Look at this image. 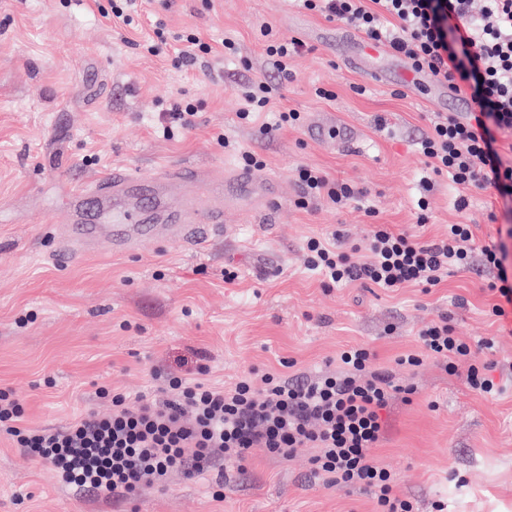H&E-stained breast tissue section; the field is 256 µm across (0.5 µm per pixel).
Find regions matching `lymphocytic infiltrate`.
<instances>
[{"label": "lymphocytic infiltrate", "instance_id": "f902f5d3", "mask_svg": "<svg viewBox=\"0 0 512 512\" xmlns=\"http://www.w3.org/2000/svg\"><path fill=\"white\" fill-rule=\"evenodd\" d=\"M298 2L356 26L365 40L387 46L415 72L451 90L469 86L470 112L431 119L421 142L425 165L460 189L491 186L512 199V161L503 155V140L512 137V0H483L478 10L474 0ZM432 178L425 188H432ZM297 179L304 208L321 197L342 208L359 196L321 170L299 169ZM306 248L308 266L326 283L368 282L391 291L437 287L451 271L478 261L496 273L490 289L500 301L493 314L504 318L512 312L505 248L481 243L467 224L449 225L441 239L372 225L366 259L322 237L310 238ZM418 342L419 352L399 356L398 365L416 368L428 359L449 374L463 365L473 390L491 398L500 394L489 366L473 364L471 345L454 336L447 318L421 329ZM372 359L369 348L353 347L341 353L336 371L309 378L253 371L228 389L159 371L154 397L133 405L124 394L98 390V397H110L111 413L86 412L63 431L27 429L18 401L0 391V436L35 455L66 484L125 500L164 486L176 470L193 476L218 464L240 467L254 448L278 460L311 448L314 473L342 488L369 490L379 512H413L410 501L394 495L392 473L369 450L384 431L381 410L393 399L409 400L414 388L374 367Z\"/></svg>", "mask_w": 512, "mask_h": 512}]
</instances>
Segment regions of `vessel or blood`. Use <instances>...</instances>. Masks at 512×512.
Returning a JSON list of instances; mask_svg holds the SVG:
<instances>
[{
    "mask_svg": "<svg viewBox=\"0 0 512 512\" xmlns=\"http://www.w3.org/2000/svg\"><path fill=\"white\" fill-rule=\"evenodd\" d=\"M170 182L190 186L191 192L178 209L170 208L160 199V212L172 222L178 239L200 250L222 233L225 208L270 209L279 195L275 181L248 170L228 175L222 185L214 187L191 166L171 167L149 178L116 167L69 196L74 225L59 248L58 259L70 261L89 242L103 235L108 238L109 250L116 253L135 250L150 241L152 227L142 221L138 196L148 188L160 198L163 186Z\"/></svg>",
    "mask_w": 512,
    "mask_h": 512,
    "instance_id": "vessel-or-blood-1",
    "label": "vessel or blood"
}]
</instances>
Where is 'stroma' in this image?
<instances>
[{
    "label": "stroma",
    "mask_w": 512,
    "mask_h": 512,
    "mask_svg": "<svg viewBox=\"0 0 512 512\" xmlns=\"http://www.w3.org/2000/svg\"><path fill=\"white\" fill-rule=\"evenodd\" d=\"M109 7L110 0H0V390L20 400L24 426L61 430L80 413H109L95 397L102 386L152 394L157 366L228 388L251 370L286 362L308 376L332 372L341 351L363 346L375 366L416 389L411 401L382 410L385 433L370 451L394 472V494L414 512H435L439 500L447 512H512V381L487 399L465 371L396 363L417 351L419 330L442 314L474 344L476 363L512 361V334L492 314L498 297L488 270L477 263L429 290L388 292L331 285L306 265L307 239L338 230L367 255L375 222L428 239L468 224L484 244L512 243V205L494 188L469 191L461 211L449 177H436L429 191L423 185L420 139L434 115L470 108L469 95L372 79L373 60L345 61L335 40L344 24L296 0H175L167 11L145 0L170 32L194 28L212 43L235 41L234 52L193 69L142 53V33L106 16ZM265 25L305 45L290 79L267 63ZM256 77L277 86L278 109L250 124L239 117L240 89ZM316 85L334 99H316ZM178 96L197 114L169 140L155 130L157 113ZM288 110L301 113L299 125H279ZM228 139L258 155L261 176L279 183L276 224L232 209L225 238L203 252L167 240L126 254L97 246L57 261L73 188L115 166L146 177L187 164L216 181L242 165L225 150ZM300 167L366 195L340 210L325 199L299 207ZM490 337L494 348L480 347ZM313 454L301 448L282 462L255 448L243 470L193 478L176 471L164 488L112 501L69 491L52 469L0 438V512H376L364 490L313 477Z\"/></svg>",
    "instance_id": "1"
}]
</instances>
